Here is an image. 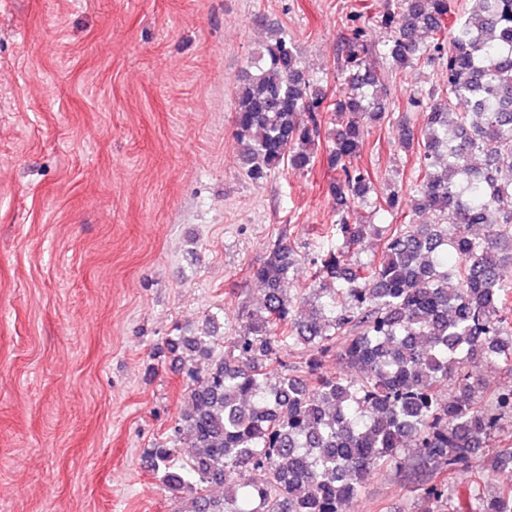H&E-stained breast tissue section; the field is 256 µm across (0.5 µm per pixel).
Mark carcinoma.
Wrapping results in <instances>:
<instances>
[{
	"mask_svg": "<svg viewBox=\"0 0 512 512\" xmlns=\"http://www.w3.org/2000/svg\"><path fill=\"white\" fill-rule=\"evenodd\" d=\"M386 0L348 15L337 45L336 79L344 95L314 88L292 43L279 37L251 62L237 91L236 140L247 176L307 171L321 160L335 176L332 243L310 259L316 301L294 313L289 273L299 255L276 238L252 278L265 288L262 306L242 308L229 350L215 357L200 336H174L175 356L204 362L187 371L188 409L175 440L191 448L153 449L164 489L189 492L193 512H343L370 475L402 468L434 509L465 476L478 512H512V484L479 495L485 472L512 464V446L487 454L490 436L512 415V387L491 391L471 371L480 363L512 364V0ZM454 17L453 24L448 18ZM391 32L376 45L374 28ZM380 55L395 70L439 65L444 86L390 93ZM422 109L421 137L407 112ZM333 130L324 157L323 113ZM391 125L415 155L408 191L429 224L403 220L400 189L372 201L374 180L358 163L369 130ZM371 208L353 224L352 204ZM398 220L382 240L379 261L351 267L350 247L379 234L374 218ZM486 227L476 236L472 228ZM310 348L307 383L280 353ZM335 357L358 370L327 375ZM416 449L404 462L401 450ZM214 488L223 490L216 498Z\"/></svg>",
	"mask_w": 512,
	"mask_h": 512,
	"instance_id": "1",
	"label": "carcinoma"
}]
</instances>
